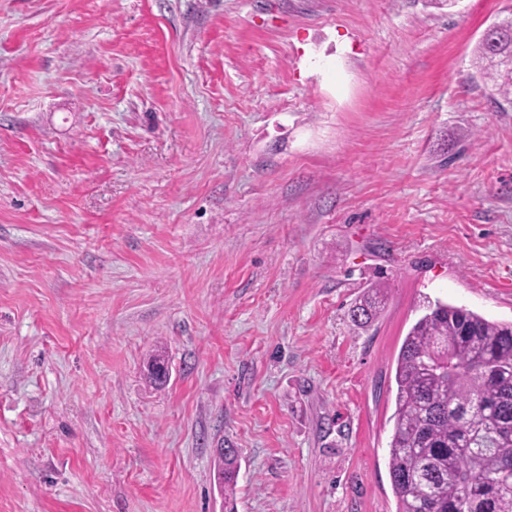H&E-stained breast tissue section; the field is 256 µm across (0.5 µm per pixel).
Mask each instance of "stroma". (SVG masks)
<instances>
[{
    "instance_id": "obj_1",
    "label": "stroma",
    "mask_w": 512,
    "mask_h": 512,
    "mask_svg": "<svg viewBox=\"0 0 512 512\" xmlns=\"http://www.w3.org/2000/svg\"><path fill=\"white\" fill-rule=\"evenodd\" d=\"M510 17L0 0V512H222L219 448L236 512H397L424 299L512 321V106L477 72ZM222 450L224 453V466L223 464L218 465V478L222 480L224 483V503L225 507L231 505L230 512L233 511V500H230V497H233L234 487H235V479L239 469L238 463V455L233 448H219L216 449V453Z\"/></svg>"
}]
</instances>
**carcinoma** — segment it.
Instances as JSON below:
<instances>
[{"label": "carcinoma", "instance_id": "cac0c4a2", "mask_svg": "<svg viewBox=\"0 0 512 512\" xmlns=\"http://www.w3.org/2000/svg\"><path fill=\"white\" fill-rule=\"evenodd\" d=\"M481 77L512 105V20L480 42ZM372 291L352 317L373 319ZM388 468L399 512H512V322L439 299L401 345ZM238 455L224 449L218 478L233 504Z\"/></svg>", "mask_w": 512, "mask_h": 512}]
</instances>
